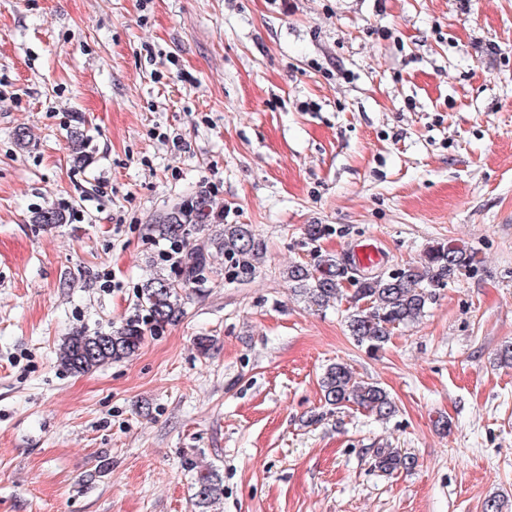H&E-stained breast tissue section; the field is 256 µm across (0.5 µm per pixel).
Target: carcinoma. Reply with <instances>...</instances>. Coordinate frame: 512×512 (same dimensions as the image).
<instances>
[{"label": "carcinoma", "mask_w": 512, "mask_h": 512, "mask_svg": "<svg viewBox=\"0 0 512 512\" xmlns=\"http://www.w3.org/2000/svg\"><path fill=\"white\" fill-rule=\"evenodd\" d=\"M221 219L214 212L210 197L200 193L174 205L151 226L155 240L180 254L174 275L158 274L148 278L138 294L145 315L131 319L119 327L89 333L75 330L64 338L57 353L58 365L72 373L87 374L98 368L132 357L145 336L183 316V292L203 281L211 269L212 252L234 261L241 274L252 273L254 258L259 254V242L247 224H226L210 239V245L189 247L190 239ZM69 215L61 208L48 207L35 214L33 222L44 227L66 224ZM477 264L473 251L452 242L430 246L420 262L407 264L394 275L353 278L348 263L334 256H318L312 263H295L286 276L295 295L319 308L328 307L343 298L345 285L353 286L354 306L348 316L349 330L358 343L371 350L386 344L392 330L419 321L437 290L473 269ZM324 401L336 409L352 403L386 419L395 413V404L383 387L356 377L345 363L329 364L321 378ZM412 457L396 448L376 450L375 467L386 473L408 470ZM193 506L195 512H210L224 494L222 477L213 468L190 465Z\"/></svg>", "instance_id": "cac0c4a2"}]
</instances>
